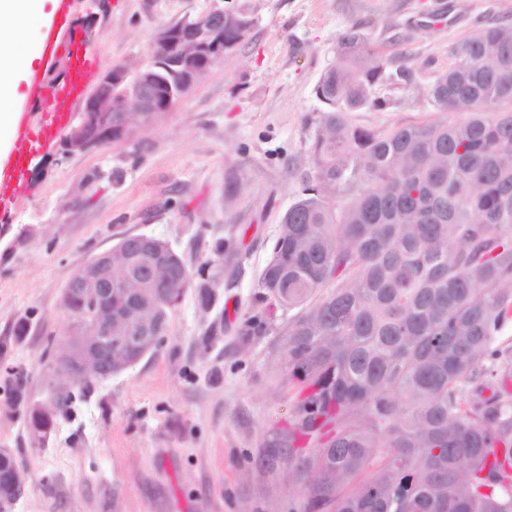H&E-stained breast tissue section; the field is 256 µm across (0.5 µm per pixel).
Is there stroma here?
Returning <instances> with one entry per match:
<instances>
[{"instance_id": "stroma-1", "label": "stroma", "mask_w": 512, "mask_h": 512, "mask_svg": "<svg viewBox=\"0 0 512 512\" xmlns=\"http://www.w3.org/2000/svg\"><path fill=\"white\" fill-rule=\"evenodd\" d=\"M218 5L252 19L244 42L167 114L132 117L124 140L36 154L26 195L0 224V446L25 485L15 512H304L283 444L299 393L280 360L287 314L258 302L257 282L303 194L323 110L316 86L358 22L393 78L372 90L386 107L349 122H444L426 89L449 48L486 19L512 22V0H72V11L105 73L135 70L160 29ZM139 233L167 242L195 285L209 283V309L194 285L154 353L88 386L59 377L68 280ZM250 320L259 331L247 332ZM17 372L22 405L10 395ZM30 406L54 413L44 443L28 433Z\"/></svg>"}]
</instances>
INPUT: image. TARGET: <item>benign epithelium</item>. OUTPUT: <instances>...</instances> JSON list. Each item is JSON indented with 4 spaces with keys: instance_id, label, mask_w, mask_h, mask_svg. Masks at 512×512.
Returning a JSON list of instances; mask_svg holds the SVG:
<instances>
[{
    "instance_id": "benign-epithelium-1",
    "label": "benign epithelium",
    "mask_w": 512,
    "mask_h": 512,
    "mask_svg": "<svg viewBox=\"0 0 512 512\" xmlns=\"http://www.w3.org/2000/svg\"><path fill=\"white\" fill-rule=\"evenodd\" d=\"M224 54L222 7L162 28L148 60L134 73L123 66L114 67L84 96L80 119L70 127L64 140L65 153L86 152L124 139L129 133L132 107L148 120L165 115ZM112 255L109 249L87 259L63 290L61 303L69 323L66 341L55 356V372L61 377L91 382L114 374L112 286L117 280ZM138 257L136 252L123 251L126 274L122 286L132 313L144 309L139 279L127 274ZM150 268L162 296L170 299L185 291L188 275L184 272L173 276L167 255H151ZM75 299L81 300L82 309L72 307ZM163 334L154 322H140L135 337L121 354L135 363L147 354V341ZM24 493L13 450L0 448V512H11Z\"/></svg>"
}]
</instances>
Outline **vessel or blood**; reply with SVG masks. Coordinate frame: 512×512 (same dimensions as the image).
Instances as JSON below:
<instances>
[{
  "instance_id": "vessel-or-blood-1",
  "label": "vessel or blood",
  "mask_w": 512,
  "mask_h": 512,
  "mask_svg": "<svg viewBox=\"0 0 512 512\" xmlns=\"http://www.w3.org/2000/svg\"><path fill=\"white\" fill-rule=\"evenodd\" d=\"M70 27V0H58L44 35L40 58L24 92L27 105L19 110L18 138L13 151L0 161L1 223L6 220L10 203L26 191L25 177L31 158L53 147L99 68L98 59L85 52ZM62 55L67 58L63 77L55 82L47 81L48 67Z\"/></svg>"
}]
</instances>
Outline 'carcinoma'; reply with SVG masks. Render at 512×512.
<instances>
[{"mask_svg": "<svg viewBox=\"0 0 512 512\" xmlns=\"http://www.w3.org/2000/svg\"><path fill=\"white\" fill-rule=\"evenodd\" d=\"M251 22L224 15V46ZM320 78L304 194L258 299L294 311L282 361L303 384L288 447L306 512H512V24L483 23L428 90L452 119L376 131L346 113L390 79L356 24ZM169 254L158 238L119 248Z\"/></svg>", "mask_w": 512, "mask_h": 512, "instance_id": "cac0c4a2", "label": "carcinoma"}]
</instances>
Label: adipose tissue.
<instances>
[{
	"instance_id": "obj_1",
	"label": "adipose tissue",
	"mask_w": 512,
	"mask_h": 512,
	"mask_svg": "<svg viewBox=\"0 0 512 512\" xmlns=\"http://www.w3.org/2000/svg\"><path fill=\"white\" fill-rule=\"evenodd\" d=\"M53 0H0V146L14 143L17 88L29 75L36 52L27 35L50 17Z\"/></svg>"
}]
</instances>
